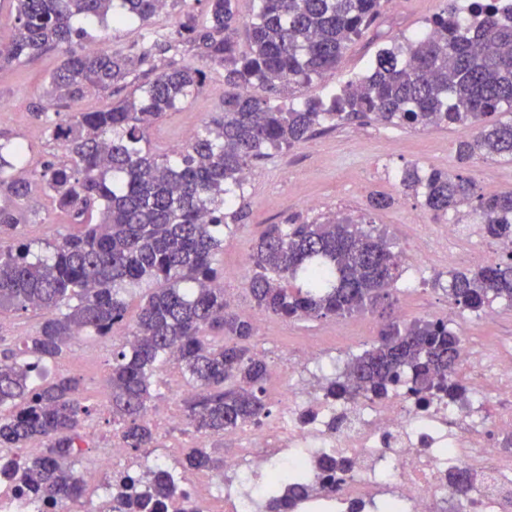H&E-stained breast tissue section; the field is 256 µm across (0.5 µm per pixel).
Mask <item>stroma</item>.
I'll return each instance as SVG.
<instances>
[{
  "label": "stroma",
  "mask_w": 512,
  "mask_h": 512,
  "mask_svg": "<svg viewBox=\"0 0 512 512\" xmlns=\"http://www.w3.org/2000/svg\"><path fill=\"white\" fill-rule=\"evenodd\" d=\"M440 6L441 0H384L380 15L382 39L350 44L332 74L308 85L289 87L281 95L280 104L288 106L307 98H328L332 91L365 74L379 50L426 31L428 19ZM60 57V51L51 50L0 69V134L29 144L24 164L30 169L38 168L47 155L60 151L57 142L50 139L34 116L37 107L46 101L47 79ZM224 90L223 76L212 74L197 96L168 112L151 129V148L165 154L181 146L186 129L199 127L219 111ZM476 132V127L468 124L415 130L376 121L364 124L355 121L319 130L305 142L253 162L244 185L248 216L243 226L225 237L224 247L217 256L228 294L244 296L248 270L240 266L239 260L251 253L266 225L281 224L290 218L313 221L330 214L357 223L366 215L403 257L401 276L396 283L398 304L405 310L402 322L449 316L453 319V329L471 346L484 349L511 346L512 306L499 304L493 319L486 318L480 310L451 314L447 293L449 269L445 263L422 255L414 239V225L433 223L434 217L422 199L403 193L398 187L401 171L415 164L425 171L439 169L472 177L481 194L512 190V161L477 160L465 167L457 163V142L472 138ZM375 193L393 196V205L367 212L368 199ZM308 196L317 198L316 207L305 204ZM21 207L26 222L18 227L17 233L24 240L52 242L71 230L67 217L55 210L41 191H33ZM389 318L385 306L340 321L332 317L295 321L271 317L267 323L273 340H265L259 334L252 344L255 350L265 351L274 361L294 354L306 336L319 337L324 349L329 350L335 343L332 328L340 322L346 334L355 337L358 349L363 350L375 341ZM110 349V342L83 336L71 342L65 356L48 368L52 375L78 377L88 404L97 410L93 426L86 432L87 448L74 461L78 470L87 464L94 447L112 438L103 388L109 372Z\"/></svg>",
  "instance_id": "35a3bbf8"
}]
</instances>
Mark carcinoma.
<instances>
[{
    "mask_svg": "<svg viewBox=\"0 0 512 512\" xmlns=\"http://www.w3.org/2000/svg\"><path fill=\"white\" fill-rule=\"evenodd\" d=\"M191 22L176 33L152 28L160 0H12L15 38L0 42V67L58 49L47 103L34 113L63 155L27 174L23 142L0 143V315L39 310L45 319L18 351L0 344V471L12 490L31 493L47 509L80 501L85 483L67 461L82 454L80 430L95 408L80 380L39 382L46 364L76 336L112 337L109 376L112 426L124 446L148 455L159 447L149 418L157 372L178 369L192 392L182 399L187 425L222 437L271 415L266 358L251 349L253 321L230 304L216 255L224 233L245 219L243 176L249 164L310 138L319 127L376 120L414 129L470 123L456 160L512 158V122L487 121L512 111V0H458L429 20L430 32L379 51L367 74L329 101L307 99L283 111L272 95L334 71L348 45L377 30L382 0H255L251 19L236 26V0H173ZM134 16L144 33L127 50H71L89 38L76 22L118 25ZM221 70L231 91L219 113L171 154L147 148L150 128ZM262 87L268 95L252 93ZM122 98L94 111L69 112L91 90ZM40 184L54 207L80 227L33 247L13 231L20 201ZM399 183L437 218L477 202L467 213L483 232L512 242V192L476 193L475 182L442 170L405 168ZM246 290L254 308L281 319L351 315L396 302L401 261L384 234L329 218L271 224L249 256ZM150 280L128 320L126 296ZM492 299L512 305V261L455 272L449 304L477 311ZM463 337L443 319L390 321L379 339L332 378L333 397L383 398L407 379L422 397L452 402ZM183 470L224 472L217 451L191 448ZM179 472L156 466L140 481L112 479L100 512H202ZM314 491L304 474L288 492L270 485L264 512H292Z\"/></svg>",
    "mask_w": 512,
    "mask_h": 512,
    "instance_id": "carcinoma-1",
    "label": "carcinoma"
}]
</instances>
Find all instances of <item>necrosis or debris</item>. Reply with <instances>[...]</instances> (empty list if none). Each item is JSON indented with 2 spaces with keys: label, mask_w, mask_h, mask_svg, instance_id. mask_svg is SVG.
Wrapping results in <instances>:
<instances>
[{
  "label": "necrosis or debris",
  "mask_w": 512,
  "mask_h": 512,
  "mask_svg": "<svg viewBox=\"0 0 512 512\" xmlns=\"http://www.w3.org/2000/svg\"><path fill=\"white\" fill-rule=\"evenodd\" d=\"M353 350L346 342L325 357L314 341L303 344L288 369L313 376L314 384L307 392L283 390L276 420L241 429L244 453L224 459L227 512H256L267 479L291 462L315 468L318 484L295 512H430L435 501L452 504L454 512H504L512 504V452L491 442L494 434L512 435V412L485 419L487 396L479 388L456 403L420 401L404 383L385 399H332L323 383ZM460 358L512 393L511 350L482 355L466 345ZM323 458L339 461L341 470H318ZM460 467L476 478L466 497L450 483Z\"/></svg>",
  "instance_id": "necrosis-or-debris-1"
}]
</instances>
